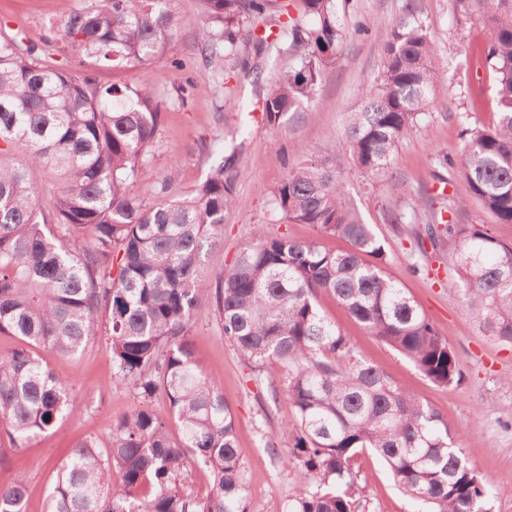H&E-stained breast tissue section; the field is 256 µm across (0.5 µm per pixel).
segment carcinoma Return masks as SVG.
I'll return each instance as SVG.
<instances>
[{"instance_id":"carcinoma-1","label":"carcinoma","mask_w":512,"mask_h":512,"mask_svg":"<svg viewBox=\"0 0 512 512\" xmlns=\"http://www.w3.org/2000/svg\"><path fill=\"white\" fill-rule=\"evenodd\" d=\"M200 3L207 59L247 70L248 49L288 44L289 66L264 85L254 111L267 127L299 119L346 38L341 0H301V15L275 21L272 0ZM453 6L490 31L479 58L495 75L499 108L494 127L466 131L465 196L497 223L512 224V0ZM403 11L376 34L381 68L347 126L355 170L375 181H393L396 150L443 89L413 0ZM183 25L170 0H89L39 45L21 28H0V335L20 341L0 352V421L9 447L24 448L58 418L78 413L69 384L34 350L75 355L98 335L102 313L113 375L139 401L112 420L107 448L94 438L74 446L48 512H248L235 413L189 338L197 295L212 290L203 271L224 238L242 148L232 147L186 196L169 195L177 175L171 168L160 183L162 200L147 205L129 186L150 159L165 102L147 82L105 86L81 73L159 58ZM36 172L53 187L48 210ZM272 197L286 221L350 244L336 251L259 228L212 290L224 340L254 369L270 360L286 369L282 391L295 419L281 424L279 436L289 447L269 442L267 451L277 464L294 466L310 490L284 512H355L350 458L359 448L379 456L423 512H493L496 490L462 456L448 421L360 360L320 313L318 298L329 295L432 383L463 380L447 338L386 272L384 244L346 204L342 175L309 159L286 173ZM87 227L92 238L76 244ZM425 234L433 247L448 246L450 287L463 292L481 333L512 346V245L486 224L446 223L435 212ZM282 391L271 387V401ZM159 396L166 419L151 408ZM192 468L210 476L204 496L186 485ZM26 494L22 477L0 487V512H24Z\"/></svg>"}]
</instances>
